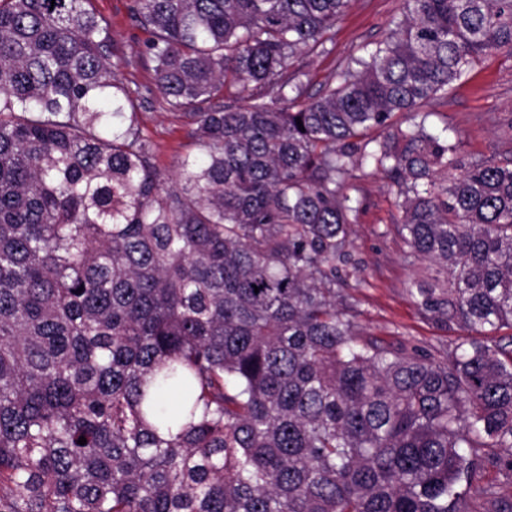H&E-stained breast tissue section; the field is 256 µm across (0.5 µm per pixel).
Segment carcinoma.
I'll use <instances>...</instances> for the list:
<instances>
[{
  "instance_id": "obj_1",
  "label": "carcinoma",
  "mask_w": 512,
  "mask_h": 512,
  "mask_svg": "<svg viewBox=\"0 0 512 512\" xmlns=\"http://www.w3.org/2000/svg\"><path fill=\"white\" fill-rule=\"evenodd\" d=\"M350 2L133 0L194 125L163 178L89 0H0V512H470L483 463L512 472V160L421 113L512 56V0H404L308 96L290 62ZM367 165L435 265L420 310L469 332L442 361L336 289Z\"/></svg>"
}]
</instances>
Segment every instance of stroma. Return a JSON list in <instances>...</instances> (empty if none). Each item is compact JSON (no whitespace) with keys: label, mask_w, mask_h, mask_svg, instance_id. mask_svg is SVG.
<instances>
[{"label":"stroma","mask_w":512,"mask_h":512,"mask_svg":"<svg viewBox=\"0 0 512 512\" xmlns=\"http://www.w3.org/2000/svg\"><path fill=\"white\" fill-rule=\"evenodd\" d=\"M131 6L132 0H92L94 11L112 33L114 50L122 60L121 77L140 91L135 102L139 127L155 148L158 170L167 175L193 153L192 127L153 91V72L144 53L147 35L134 21ZM402 11L403 0H352L330 53L295 59L293 69L301 70L309 92H316L358 45L380 39ZM425 110L430 126L456 130L464 159L512 160V57L482 58L464 82L438 95ZM348 193L360 211L350 227L349 251L357 269L351 272L346 291L361 332L390 347L415 346L441 358L460 332L427 320L409 293L413 282L430 276L432 265L404 256L394 230L401 216L395 188L382 172L367 167L354 171Z\"/></svg>","instance_id":"1"}]
</instances>
